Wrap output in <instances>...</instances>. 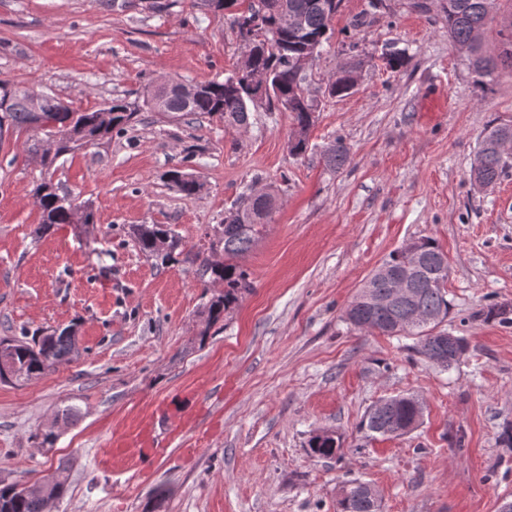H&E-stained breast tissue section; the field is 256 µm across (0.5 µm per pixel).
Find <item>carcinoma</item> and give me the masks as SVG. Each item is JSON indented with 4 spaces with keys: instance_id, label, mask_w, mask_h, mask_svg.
Listing matches in <instances>:
<instances>
[{
    "instance_id": "1",
    "label": "carcinoma",
    "mask_w": 512,
    "mask_h": 512,
    "mask_svg": "<svg viewBox=\"0 0 512 512\" xmlns=\"http://www.w3.org/2000/svg\"><path fill=\"white\" fill-rule=\"evenodd\" d=\"M490 0H448L445 17L448 21V36L455 46L468 48L467 59L476 78L492 76L499 64L512 68V24L497 32L501 48L499 55L491 56L482 51L477 41L487 32L491 15ZM338 8L329 6V0H249L246 13L231 17V25L237 30L250 20L259 22V31L275 45L269 49L265 42H258L246 59V68L267 75L273 95L262 101L256 100L248 74L229 75L222 81H194L195 94L183 93L185 83L171 81L162 90L147 91L144 107L154 112H164L181 119L191 116L219 118L230 125L248 124L249 112L263 108L268 112L282 110L280 103H288L295 131L289 140V150L294 155H303L309 147V131L314 123L312 106L306 101L305 74L300 71V58L313 46L322 47L332 34L331 23ZM360 62L351 60L342 66L334 82L326 88L332 97H343L354 85V73ZM110 116L101 118L100 109L74 111L61 98L43 94L33 102L28 89L17 84L0 85V130L33 132L42 138L33 140L29 151L40 148L41 139H50L53 150L41 155L43 166L49 167L67 154L87 145H98L112 139V132L121 131L132 122L136 110L121 100L109 103ZM512 138V124H491L480 142L471 176L479 185L488 188L512 168V154L503 155L497 150L498 141ZM349 149L341 139L329 144L323 161L331 168H341L349 160ZM168 179L185 196H195L203 184L187 173L175 168L168 172ZM34 197L41 218L35 235L41 236L55 224H72L74 216L81 214L82 223H94V213L87 205L71 206L67 195L59 194L51 180L45 178L34 189ZM276 205L273 191L253 197L246 195L224 216L219 243L223 244L224 261L199 260L200 277L224 284V293L212 297L205 305L208 321L217 323L231 309L239 294L252 288L249 274L236 262V258L247 252L268 223ZM139 251L155 265L164 267L176 261V251L181 241L174 231L164 224H142L135 234ZM418 252L417 265L411 275L415 288V302L396 299L385 307L377 300L394 292L393 278L405 272L410 256L403 249L391 252L366 278L361 288L346 309V317L358 329L378 332L386 336H418L419 353L433 366L448 369L455 354L467 349V342L460 336L450 342L434 332L447 317L449 304L445 283L448 280V260L443 249L432 238L412 241ZM417 305L426 315L424 322L404 326V320L412 305ZM0 352L12 366L9 379L29 380L46 371L67 363L77 355L71 338L62 331L50 334L26 336L20 339H1ZM424 406L419 398L402 394L383 399L365 412L360 430L365 437H399L417 427L423 417ZM311 452L321 458H332L340 450L334 436L323 434L309 442ZM68 461L58 462L51 488L54 496L62 497L68 490ZM46 502L35 495L24 484L15 482L0 484V512H46ZM336 512H377L369 491L357 481L343 486L336 503Z\"/></svg>"
}]
</instances>
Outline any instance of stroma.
<instances>
[{
    "mask_svg": "<svg viewBox=\"0 0 512 512\" xmlns=\"http://www.w3.org/2000/svg\"><path fill=\"white\" fill-rule=\"evenodd\" d=\"M107 7L101 0H0V80L52 92L74 108L138 103L161 80H221L241 58L229 17L174 0ZM342 0L335 34L307 70L318 98L312 153L292 155L289 113L257 110L245 127L138 112L110 142L44 167L25 135L0 143V337L75 326L72 362L0 383V483L49 478L70 462L49 512H144L156 487L166 512H336L346 482L370 483L381 512H499L512 501V170L490 188L470 177L488 125L512 124V72L478 85L448 39L442 0ZM362 26H355L357 18ZM403 55L387 68L383 50ZM363 61L345 97L324 94L350 56ZM350 149L338 170L319 156ZM178 168L203 184L182 195ZM51 176L91 224L42 236L33 189ZM273 187L279 207L239 265L252 282L223 322L204 306L196 267H154L137 224H167L185 254L210 255L224 212L247 185ZM421 237L448 255L449 311L440 330L468 348L448 370L414 336L354 329L345 308L390 252ZM413 394L421 424L365 440L379 400ZM76 423L61 421L66 406ZM163 410L166 450L138 473L112 457ZM54 428V444L38 435ZM329 432L342 451L313 456Z\"/></svg>",
    "mask_w": 512,
    "mask_h": 512,
    "instance_id": "stroma-1",
    "label": "stroma"
}]
</instances>
